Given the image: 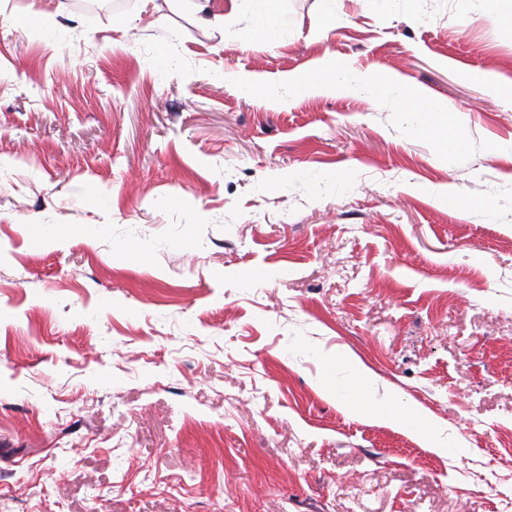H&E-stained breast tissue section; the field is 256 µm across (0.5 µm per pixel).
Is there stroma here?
I'll return each instance as SVG.
<instances>
[{
    "mask_svg": "<svg viewBox=\"0 0 512 512\" xmlns=\"http://www.w3.org/2000/svg\"><path fill=\"white\" fill-rule=\"evenodd\" d=\"M121 2L0 0V512H512V22ZM378 79L382 82L384 89L403 86L402 82L393 78H378L372 74L348 72L337 64L335 59L328 58L315 71L307 74L305 80L301 82V87L308 91L323 93L336 91V87L340 90L368 87ZM409 96L417 102L411 112H424L426 114L438 115L448 112V103L431 97L428 93L419 89H411Z\"/></svg>",
    "mask_w": 512,
    "mask_h": 512,
    "instance_id": "obj_1",
    "label": "stroma"
}]
</instances>
